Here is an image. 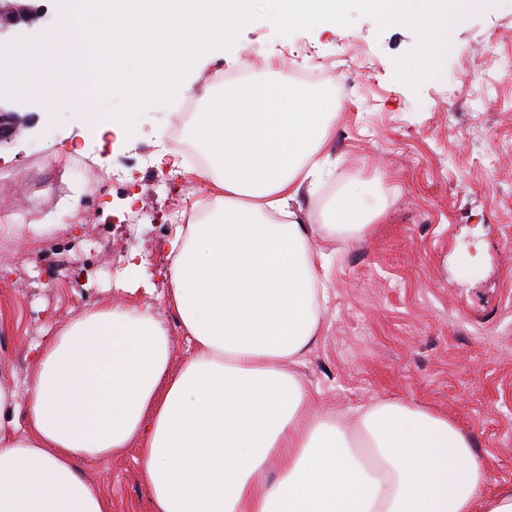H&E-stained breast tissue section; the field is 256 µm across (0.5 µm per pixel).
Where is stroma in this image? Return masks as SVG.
Segmentation results:
<instances>
[{"label":"stroma","mask_w":512,"mask_h":512,"mask_svg":"<svg viewBox=\"0 0 512 512\" xmlns=\"http://www.w3.org/2000/svg\"><path fill=\"white\" fill-rule=\"evenodd\" d=\"M437 77L411 90L393 60L412 30L378 31L361 17L339 32L317 26L288 37L265 20L240 35L238 60H205L178 99L135 125L100 132L84 113L47 94L33 98L0 146V388L24 392L32 343L102 303L150 305L170 329L173 365L187 344L164 295L163 243L192 202H209L191 176L154 155L194 98L197 113L241 67L268 81L291 71L330 72L336 120L323 152L336 169L303 196L320 218L341 189L381 176V214L362 239L337 245L326 323L298 371L321 407L354 413L378 400L448 415L475 441L488 488L512 482V0L453 23ZM39 225L37 249L19 230ZM98 243L85 246L87 236ZM137 252L157 291L134 298L121 285ZM138 448L83 462L116 512H150Z\"/></svg>","instance_id":"1"}]
</instances>
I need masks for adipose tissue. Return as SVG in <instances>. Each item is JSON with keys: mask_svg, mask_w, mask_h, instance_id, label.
<instances>
[{"mask_svg": "<svg viewBox=\"0 0 512 512\" xmlns=\"http://www.w3.org/2000/svg\"><path fill=\"white\" fill-rule=\"evenodd\" d=\"M329 93L244 79L222 85L190 131L209 164L175 173L214 207L169 239L167 302L189 354L150 309L104 305L36 346L26 404L0 390V512H112L79 461L138 447L152 512H512V483L485 492L473 440L447 416L398 400L354 417L316 408L297 373L325 317L328 257L299 197L328 172ZM350 184L323 215L354 241L378 216Z\"/></svg>", "mask_w": 512, "mask_h": 512, "instance_id": "obj_1", "label": "adipose tissue"}]
</instances>
